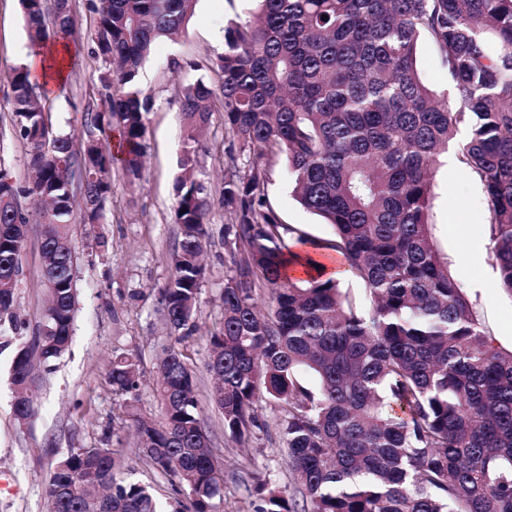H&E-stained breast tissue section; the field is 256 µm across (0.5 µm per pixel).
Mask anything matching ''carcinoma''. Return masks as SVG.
Segmentation results:
<instances>
[{
    "label": "carcinoma",
    "mask_w": 512,
    "mask_h": 512,
    "mask_svg": "<svg viewBox=\"0 0 512 512\" xmlns=\"http://www.w3.org/2000/svg\"><path fill=\"white\" fill-rule=\"evenodd\" d=\"M92 54L102 64L99 104L85 111L79 150L46 130L48 96L28 66L10 78L14 132L29 146L34 180L0 168V285L18 283L13 243L27 234L19 197L50 206L41 246L57 286L31 345L17 348L12 383L27 391L37 362L69 345L76 288L70 216L99 224L112 194V167L136 177L151 97L139 71L155 40L176 38L197 0H88ZM254 20L225 29L211 60L217 84L182 90L184 135L175 223L180 240L162 295L178 335L193 314L210 208L196 178L198 132L212 102L248 169L224 176L221 202L232 274L224 281L220 328L209 336L208 371L228 430L246 446L260 391L283 404L281 433L303 500L265 488L256 512H512V350L484 330L448 275L429 229L430 191L440 155L485 188L500 288L512 295V0H258ZM31 46L72 33L69 0H21ZM434 46L453 102L434 94L415 66L418 39ZM118 130L123 156L103 147ZM288 160L293 192L335 228L332 249L370 298L362 304L338 280L293 281L289 252L265 194V155ZM272 287L274 310L258 311ZM16 288L0 291V326L12 320ZM112 386L133 392L136 364L112 361ZM156 390L164 421L136 420L146 464L188 489L184 512H214L222 469L199 414L182 353L161 359ZM51 512H161L157 498L122 477L110 448H82L55 467Z\"/></svg>",
    "instance_id": "cac0c4a2"
}]
</instances>
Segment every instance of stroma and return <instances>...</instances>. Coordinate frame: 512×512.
Masks as SVG:
<instances>
[{
    "label": "stroma",
    "mask_w": 512,
    "mask_h": 512,
    "mask_svg": "<svg viewBox=\"0 0 512 512\" xmlns=\"http://www.w3.org/2000/svg\"><path fill=\"white\" fill-rule=\"evenodd\" d=\"M74 30L69 42L74 56L67 77L49 101L54 127L80 141L84 113L95 104L97 64L89 38L93 15L87 0H71ZM255 0H198L186 32L177 40L158 39L139 76L153 100L146 124V155L139 178L121 167L112 169V195L102 223L85 224L71 215V244L76 254L77 289L74 324L67 352L40 364L33 393L35 414L27 423L13 413L15 389L11 365L17 345L32 343L47 292L42 282L40 229L44 220L31 199L21 205L29 216L21 254L22 275L16 289L10 330L11 345L0 347V472L12 476L15 494H0V512H49L45 485L57 461L82 448H109L126 465L127 479L149 486L164 512H179L187 492H175L171 476L150 468L141 458L134 421L161 422L163 405L154 384L164 349L180 351L195 373L200 418L213 453L224 470L222 497L216 512H254L258 483L287 493L299 484L288 466L279 420L281 403L260 396L258 420L248 447L241 448L224 429L221 412L211 399L213 379L207 369L208 338L223 318L222 292L231 264L224 251V227L234 216L220 203L228 162L247 170L248 154L228 158L232 142L221 113H213L200 138L198 179L211 199L206 217L209 238L204 246L205 274L194 319L198 330L180 338L171 334L160 303L167 288L170 255L178 245L174 222L176 179L184 135L181 90L203 79L216 82L206 62L224 50L230 21L249 20ZM29 46L20 0H0V167L18 183L32 178L27 143L12 130L10 70L26 61ZM266 195L281 224L305 235L313 253L328 252L335 230L303 208L292 194L285 156L265 161ZM488 199L481 183L460 164H441L431 196L432 233L448 270L463 288L488 335L497 346L512 349V295L498 288V264L488 224ZM136 363L137 391L112 387L108 374L116 356Z\"/></svg>",
    "instance_id": "35a3bbf8"
}]
</instances>
